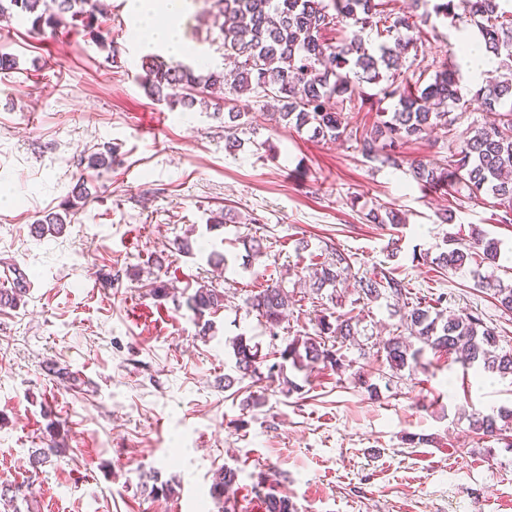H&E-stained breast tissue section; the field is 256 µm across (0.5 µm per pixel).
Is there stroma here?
Listing matches in <instances>:
<instances>
[{
    "mask_svg": "<svg viewBox=\"0 0 512 512\" xmlns=\"http://www.w3.org/2000/svg\"><path fill=\"white\" fill-rule=\"evenodd\" d=\"M100 3L107 48L71 27L51 36L0 19V45L17 57L0 75V288L11 287L14 268L29 277L23 303L0 308V487L16 488L19 512H251L269 490L297 512H512V447L470 427L472 413L512 408V379L463 369L454 354L425 352L412 378L376 399L326 368L289 396L266 379L224 388L230 338L252 336L268 353L314 333L321 301L305 268L327 246L356 254L355 276L394 267L414 297L444 291L454 313L482 311L512 347V313L491 290L413 258L477 226L499 241L492 273L511 284L512 224L499 223L495 199L421 190L408 169L367 162L354 142L272 122L253 93L236 101L241 145L226 149L223 111L146 95L142 63L160 50L133 38L128 0ZM215 14L214 0H189L182 22L184 60L204 74L224 68ZM415 21L412 71L456 64L463 124L488 121L481 82L457 49L477 27L429 5ZM104 145L115 153L111 170L85 169L83 158ZM80 180L88 196L65 233L37 237V219L61 211ZM379 206L404 212L405 228L368 223ZM445 207L453 224L436 221ZM216 212L227 220L212 231ZM248 234L264 238L265 251L246 266ZM185 237L189 256L177 249ZM302 239L309 250H299ZM214 251L228 268L209 263ZM271 275L300 299L274 337L245 305ZM158 278L167 299L151 292ZM203 283L224 295L206 337L185 306ZM251 393L265 403L247 404ZM408 433L428 441L410 446ZM51 444L61 455L31 465V452ZM224 467L237 470V491L219 501L210 488ZM158 480L171 492L152 493Z\"/></svg>",
    "mask_w": 512,
    "mask_h": 512,
    "instance_id": "stroma-1",
    "label": "stroma"
}]
</instances>
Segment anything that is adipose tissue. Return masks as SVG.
Instances as JSON below:
<instances>
[{"label": "adipose tissue", "instance_id": "ef3b65f1", "mask_svg": "<svg viewBox=\"0 0 512 512\" xmlns=\"http://www.w3.org/2000/svg\"><path fill=\"white\" fill-rule=\"evenodd\" d=\"M188 0H160L152 4L151 0H131L129 17L133 31H141L142 21L151 15H160L165 21L162 29L152 33L150 41L162 48L169 56L182 57L185 41L182 36V20L187 11Z\"/></svg>", "mask_w": 512, "mask_h": 512}]
</instances>
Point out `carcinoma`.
<instances>
[{"instance_id": "carcinoma-1", "label": "carcinoma", "mask_w": 512, "mask_h": 512, "mask_svg": "<svg viewBox=\"0 0 512 512\" xmlns=\"http://www.w3.org/2000/svg\"><path fill=\"white\" fill-rule=\"evenodd\" d=\"M89 0H0V15H23L31 28L41 32L55 31L62 25L80 28L94 42L105 46L103 15ZM218 6L216 27L223 41L224 54L233 58L235 67L226 75L196 73L182 61L144 64L143 88L155 101L170 107L193 108L197 93L212 96L228 109L230 125L226 147H237L244 113L232 105L234 97L246 93L261 94L280 104L278 119L307 129L312 136L330 141H355V149L367 161L399 169L408 166L413 178L423 189L441 187L457 194L461 189L478 197L482 194L498 200L502 208L499 222L512 223V10L502 8L504 0H440L434 5L436 14L458 16L461 9L479 28L485 50L499 60L506 70L479 90L484 108L496 114L488 125H470L458 130L465 110L461 104V75L455 65H445L426 84L422 79L405 76V55L416 48L420 36L410 32L414 24L407 10L386 12L389 0H215ZM376 29L382 42L377 48H366L358 35L335 44L326 43L322 30L329 25ZM375 84L379 90L368 94L362 83ZM360 98V105L375 99L393 101L390 112L376 113L372 126L354 132L345 122L344 104ZM448 140L449 156L433 161L410 159L403 148L428 138L435 129ZM87 168H112V147L88 157ZM371 224L405 226L400 211L385 207L369 211ZM66 219L55 214L37 221V234L59 235ZM500 257L499 242L475 227L467 237L448 234L444 249L430 259L422 260L455 274L466 271L479 260L489 265ZM356 262L354 254L339 247L324 250L315 258L310 288L320 295L326 288V300L332 308L316 315L315 334L287 339L285 346L269 356L261 354L258 344L241 333L232 338V365L224 375V389L230 390L245 380L266 377L280 379L287 393L302 386L286 376L287 367L305 371L318 364L342 375L353 367V361L341 353L344 346H358L360 355H383L389 372L382 378L391 383L413 374L427 350L457 354L461 365L475 366L503 377L512 376V349L499 344L496 328L485 322L483 313L471 310L460 315H445L442 304L447 297L440 294L431 302L412 301L408 283L396 276V269H380L355 281L357 301L372 303L392 299L399 303L394 315L399 317L396 334L371 345L356 339L355 317L340 312L339 285L351 275ZM483 287L493 291L499 306L512 312V284H504L490 276L475 274ZM224 301V294L202 285L187 297L186 306L201 325L202 334L212 329L205 315ZM296 299L283 279L269 278L266 285L250 294L245 304L256 313L270 336L288 316ZM472 430L485 437L502 435L512 430V409L496 415L475 413ZM237 471L230 467L218 470L213 478L212 494L223 499L236 485ZM266 512H295L286 496L265 498Z\"/></svg>"}]
</instances>
